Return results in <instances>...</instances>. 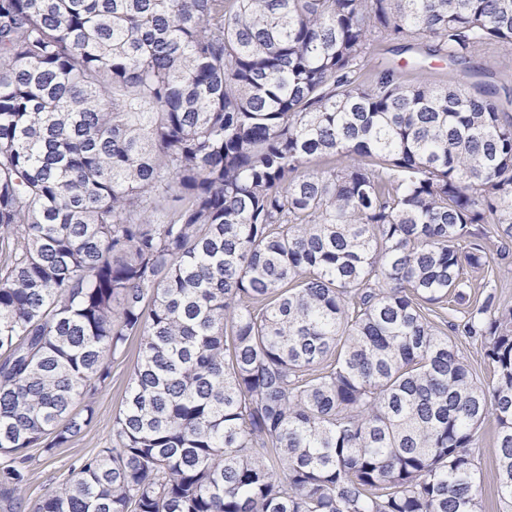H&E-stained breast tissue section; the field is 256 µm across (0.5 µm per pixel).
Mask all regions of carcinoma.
<instances>
[{"mask_svg": "<svg viewBox=\"0 0 512 512\" xmlns=\"http://www.w3.org/2000/svg\"><path fill=\"white\" fill-rule=\"evenodd\" d=\"M379 40L463 66L512 0H0V512L134 336L37 512H478L490 420L512 512V305L468 294L512 90L370 74ZM457 342L463 356L466 358L467 362L471 365L473 370L478 373L481 380H484L485 382L489 381L491 373L486 365L480 342L470 340L467 341L463 337H459ZM138 340H129L127 353L112 362V376L108 388L94 404L92 423L65 447L57 448L51 455L40 448H30L27 466L28 481L24 489V512H34L47 488L65 480L81 458L112 447V421L123 407L126 388L133 374L138 357Z\"/></svg>", "mask_w": 512, "mask_h": 512, "instance_id": "carcinoma-1", "label": "carcinoma"}]
</instances>
